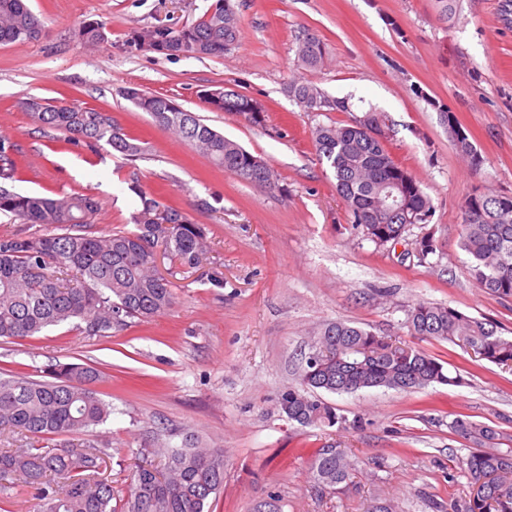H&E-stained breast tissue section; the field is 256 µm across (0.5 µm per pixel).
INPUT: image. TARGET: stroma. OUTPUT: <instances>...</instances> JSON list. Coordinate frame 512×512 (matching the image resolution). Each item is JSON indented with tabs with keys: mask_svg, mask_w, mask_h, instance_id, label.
Returning a JSON list of instances; mask_svg holds the SVG:
<instances>
[{
	"mask_svg": "<svg viewBox=\"0 0 512 512\" xmlns=\"http://www.w3.org/2000/svg\"><path fill=\"white\" fill-rule=\"evenodd\" d=\"M241 36L224 56H165L128 48L136 28L191 23L210 0H29L49 30L37 42L0 45V137L22 149L17 192H83L101 204L100 230L130 229L139 206L132 184L208 228L209 259L186 272L168 259L161 274L176 293L171 311L128 320L111 336L75 323L0 342V372L36 374L50 364L91 363L103 373L100 397L114 407L99 427L112 445L107 475L121 483L147 436L172 446L194 435L224 452V487L212 512H367L380 496L394 512H442L470 489L459 461L471 451L451 431L461 417L512 436V370L446 341H426L455 385L400 393L386 388L329 395L345 428L300 427L277 408L295 384L315 330L341 320L413 343L406 311L431 302L489 319L512 333V300L483 292L461 246V204L474 190L512 195V19L503 0H460L448 16L440 0H233ZM105 21L107 44L92 50L73 35L84 20ZM323 42L324 67L295 64L296 38ZM309 77L347 99L345 112L303 111L290 81ZM231 86L257 100L265 122L209 110L203 90ZM173 96L184 109L267 160L280 176L268 193L224 172L126 100L124 88ZM77 99L112 112L149 151L135 162L34 133L24 99ZM391 120L386 146L430 197L436 254L419 261L410 243L382 250L353 229L335 179L318 160L316 126L346 124L368 109ZM463 132L481 158L455 145ZM208 208H201V201ZM224 275L223 287L210 281ZM325 445L354 463L353 483L319 495L310 469Z\"/></svg>",
	"mask_w": 512,
	"mask_h": 512,
	"instance_id": "35a3bbf8",
	"label": "stroma"
}]
</instances>
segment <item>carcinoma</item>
<instances>
[{"mask_svg": "<svg viewBox=\"0 0 512 512\" xmlns=\"http://www.w3.org/2000/svg\"><path fill=\"white\" fill-rule=\"evenodd\" d=\"M48 36L26 0H0V44L39 41ZM75 36L88 48L109 42L107 24L85 20ZM240 36V18L232 0H213L197 20L180 28L134 29L126 45L166 56L218 57ZM323 64L319 38L308 30L297 36L296 65L316 70ZM126 98L180 141L240 180L266 192L280 189L273 167L238 142L202 122L194 112L170 107L174 100L130 87ZM208 108L229 112L260 126L264 109L244 94L231 98L201 92ZM288 97L305 112L325 108L344 112L348 103L332 99L318 86L293 82ZM21 107L34 130L45 136L60 132L69 144L91 151L110 147L127 161L146 147L130 136L105 109L78 101L30 97ZM389 127L386 113L369 109L348 125H319L312 142L319 160L334 174L336 192L353 227L377 247L404 238L413 224L432 212L429 196L408 169L396 163L372 136L373 127ZM18 145L0 138V179L12 180L19 169ZM140 208L133 228L92 231L100 210L94 196L74 192L57 196L19 193L0 186V214L23 224L52 229L0 236V338L18 340L73 320L85 323L93 336H110L125 319L148 322L171 309L175 291L157 270L158 254L189 270L208 250V232L188 214L165 202L161 194L136 185ZM462 247L469 254V274L487 294L512 299V196L476 191L461 207ZM438 250L434 234L413 241V253L426 260ZM409 334L421 340H445L463 346L483 360L512 366V336L498 333L487 320L442 304L419 302L406 313ZM315 365L302 368L298 382L282 392L279 411L302 427L340 426L344 417L319 393H355L387 388L399 392L432 384L452 385L444 365L425 350L343 321H330L311 345ZM48 379L25 374L0 377V437L23 443L0 448V505L8 512L10 490H27L34 512H209V501L224 488V453L192 440L171 447L152 437L138 453L163 459V468L139 464L117 488L102 476L111 456L96 428L112 415V404L91 385L100 371L90 364L50 365ZM450 429L472 443L459 461L476 495L450 512H512V448L499 447L501 432L485 423L457 418ZM38 440H54L52 449ZM314 483L322 493L350 484L356 468L344 452L320 448L311 460Z\"/></svg>", "mask_w": 512, "mask_h": 512, "instance_id": "carcinoma-1", "label": "carcinoma"}]
</instances>
